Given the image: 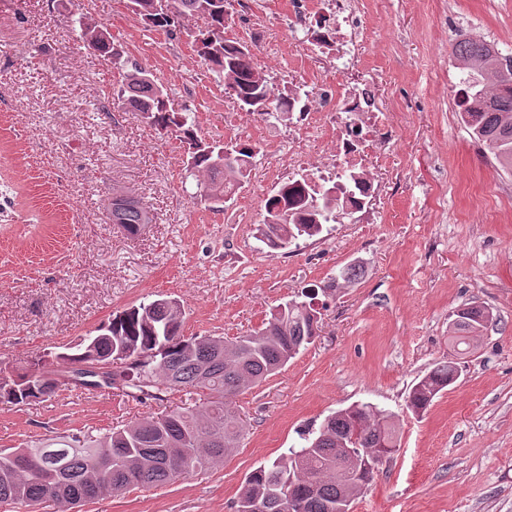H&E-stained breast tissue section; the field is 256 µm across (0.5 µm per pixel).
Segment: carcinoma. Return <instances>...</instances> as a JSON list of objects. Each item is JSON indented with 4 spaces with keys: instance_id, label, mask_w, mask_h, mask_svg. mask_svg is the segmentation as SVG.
Returning <instances> with one entry per match:
<instances>
[{
    "instance_id": "cac0c4a2",
    "label": "carcinoma",
    "mask_w": 512,
    "mask_h": 512,
    "mask_svg": "<svg viewBox=\"0 0 512 512\" xmlns=\"http://www.w3.org/2000/svg\"><path fill=\"white\" fill-rule=\"evenodd\" d=\"M133 2L142 7L136 16L152 27L169 30L182 16L206 18L214 41L201 58L223 76L249 114L264 117L260 108L268 103L285 114L306 111L309 91L298 87L271 97L268 80L258 79L251 52L217 33L216 28L224 26V13L202 10L201 0H172L170 15L161 19L148 10L153 0ZM78 24L88 48L114 65L121 63L122 54L116 52L107 27L90 26L82 19ZM453 54L463 71L457 100L461 120L498 164L512 171V65L502 66L492 43L465 35L454 44ZM114 96L118 104L141 113L158 129L177 133L189 155L185 177L196 180L214 208H223L225 198L243 187L254 148L199 138L187 107L174 111L167 87L150 70L132 67ZM327 190L305 179L283 183L267 198L259 241L277 250L302 237L320 235L344 212L343 203L328 196ZM109 210L112 223L131 238L154 220L150 210L129 194L112 196ZM149 305L142 301L114 315L94 347L83 339L77 353H61L57 361L76 365L119 360L122 367L112 369V387L124 394L141 403L164 401L175 393L186 399L160 415L103 434L79 430L12 451L0 450V503L38 506L62 499L78 507L103 494L159 487L208 468L239 447L243 438L244 420L233 397L276 374L314 341L318 331V311L304 301L277 306L262 328L233 340L186 337L182 307L151 314ZM491 322L493 316L483 306L468 304L457 310L449 325L453 345H470L471 338ZM71 373L70 368L60 369L38 358L25 373L21 397L0 395V402L43 400L63 387L90 388L70 382ZM457 378L456 362L437 363L412 386L407 407L414 413L425 411ZM47 380L55 383L49 393L42 390ZM390 419L368 403L327 416L318 428L302 434V446L287 449L245 478L235 512H252L257 501L266 505L267 512H340V506L368 486L378 465L396 450ZM31 456L41 459L37 471L25 465Z\"/></svg>"
}]
</instances>
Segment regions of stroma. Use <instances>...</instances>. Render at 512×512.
Segmentation results:
<instances>
[{"label":"stroma","mask_w":512,"mask_h":512,"mask_svg":"<svg viewBox=\"0 0 512 512\" xmlns=\"http://www.w3.org/2000/svg\"><path fill=\"white\" fill-rule=\"evenodd\" d=\"M128 0H0V372L66 353L112 315L154 295L177 299L184 336L226 339L270 310L312 297L318 334L261 385L240 393V448L217 466L158 488L86 503L82 512H234L246 476L299 445L329 414L359 403L391 413L398 449L353 512H512V173L476 143L455 108L459 35H482L512 60V0H352L343 47L315 41L332 0H231L224 36L248 43L271 93L310 92L308 109L342 108L351 84L393 138L374 172L373 219L273 250L258 227L281 167L329 162L336 128L309 136L262 121L197 56L206 22L173 33L144 24ZM104 24L130 62L188 107L199 137L255 145L245 187L223 209L182 189L174 133L114 108L122 72L79 39L78 17ZM155 214L134 238L112 223L113 193ZM356 266L355 279L340 280ZM494 324L467 354L448 318L467 303ZM455 360L460 376L421 415L417 379ZM119 390H64L0 402V448L156 415Z\"/></svg>","instance_id":"obj_1"}]
</instances>
